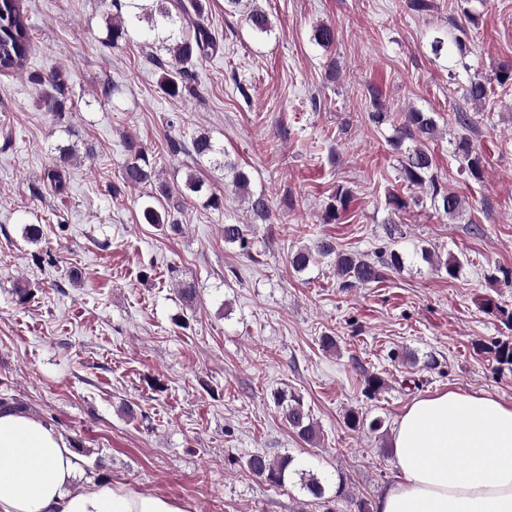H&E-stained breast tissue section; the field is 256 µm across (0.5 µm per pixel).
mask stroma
Wrapping results in <instances>:
<instances>
[{
  "label": "stroma",
  "instance_id": "35a3bbf8",
  "mask_svg": "<svg viewBox=\"0 0 512 512\" xmlns=\"http://www.w3.org/2000/svg\"><path fill=\"white\" fill-rule=\"evenodd\" d=\"M431 3L418 13L408 0H257L273 29L256 35L224 0H202L219 50L196 69L197 96L174 99L160 88L167 53L153 50L155 30L135 21L107 42L112 0H27L30 63L0 73V399L54 426L86 475L196 512H373L397 481L392 434L414 400L452 389L512 402V367L490 351L512 331L484 309L489 299L512 308L500 278L512 271V85L496 84L512 64V0ZM467 11L478 24L465 52L434 53V38L453 41L451 21ZM323 23L336 30L328 48L312 40ZM52 70L68 80L60 113L36 81ZM470 72L494 84L486 102L466 99ZM377 108L389 115L380 125L369 118ZM412 109L435 115L433 172L461 197V216L436 213L423 189L404 213L388 204L406 191L389 139ZM460 111L485 159L478 181L452 152ZM203 132L219 149L212 158L167 146ZM130 137L155 170L139 187L121 181ZM227 158L268 198V220L225 186ZM56 165L69 182L60 196L43 181ZM190 173L223 208L194 196L178 233L143 223L142 197ZM340 189L352 199L325 223ZM30 224L42 230L34 242ZM228 224L249 225L250 255L225 243ZM322 238L360 256L394 245L404 267L354 288L330 256L294 271L290 255ZM452 256L464 264L454 279L440 268ZM371 373L385 384L369 397ZM280 388L310 409L315 443L282 419ZM353 410L382 429L349 430ZM258 452L293 456L320 478L324 500L252 474Z\"/></svg>",
  "mask_w": 512,
  "mask_h": 512
}]
</instances>
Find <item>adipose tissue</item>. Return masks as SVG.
<instances>
[{"mask_svg":"<svg viewBox=\"0 0 512 512\" xmlns=\"http://www.w3.org/2000/svg\"><path fill=\"white\" fill-rule=\"evenodd\" d=\"M392 446L399 480L375 512H512V403L457 390L416 399ZM80 479L58 431L0 411V512H191L161 494Z\"/></svg>","mask_w":512,"mask_h":512,"instance_id":"1","label":"adipose tissue"}]
</instances>
